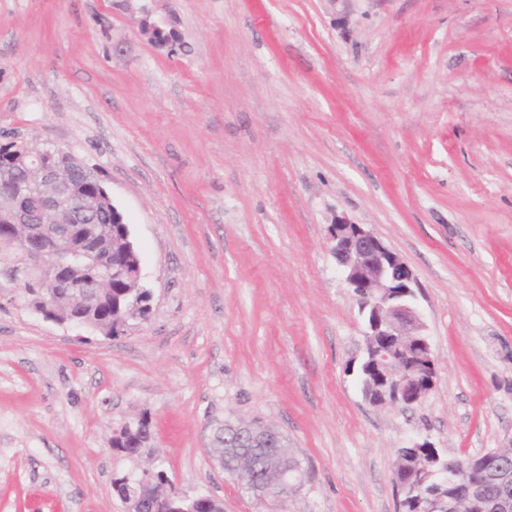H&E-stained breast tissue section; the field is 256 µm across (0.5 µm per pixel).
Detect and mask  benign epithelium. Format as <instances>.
<instances>
[{"label":"benign epithelium","mask_w":512,"mask_h":512,"mask_svg":"<svg viewBox=\"0 0 512 512\" xmlns=\"http://www.w3.org/2000/svg\"><path fill=\"white\" fill-rule=\"evenodd\" d=\"M77 159L73 154L50 151L43 152V160L29 171V175L41 191V211L35 217L23 208L11 209L7 223L23 233L18 245L23 265L13 269H0L3 284L31 283L35 279L53 278L61 271L82 266L93 274L92 287L99 288L107 274L95 270V248L88 244L83 248H72L68 244L67 232L57 230L52 234L42 233L33 240L27 229L29 224H44L49 216L66 209L68 221L90 223L94 214L105 204L112 205V213L124 220L123 213L112 204V197L106 188L91 197L75 202V186L72 172ZM329 241L331 251L344 282L359 299L361 313L367 325V338H379V345L373 347V359L377 365L388 366V354L380 343L388 337H413L414 353L421 359L434 362V354L428 337L424 334V323L417 305L418 281L410 266L398 254L391 251L370 230L359 224H352L342 218L330 225ZM58 294L51 293L39 301L33 311L45 320L74 328H87L89 322L81 313L59 316L55 313ZM422 374L415 372L404 376L393 391L394 404L412 406L420 401L417 383ZM253 448L265 450L264 461L278 472L288 470L291 453L280 447L276 434L255 433L249 438ZM150 459L145 464H136L128 478L156 483L151 512H193L196 498L184 496L176 490L174 481L167 474L155 480ZM428 475L436 476L448 486V493L436 498L434 512H461L463 503L477 507L480 493L485 484L498 475L501 469L500 453L496 450L467 458H445L433 453L424 460ZM253 491L262 500L282 502L288 498V482L281 481L270 486L257 478L250 481Z\"/></svg>","instance_id":"1"}]
</instances>
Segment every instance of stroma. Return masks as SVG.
I'll return each mask as SVG.
<instances>
[{
  "instance_id": "obj_1",
  "label": "stroma",
  "mask_w": 512,
  "mask_h": 512,
  "mask_svg": "<svg viewBox=\"0 0 512 512\" xmlns=\"http://www.w3.org/2000/svg\"><path fill=\"white\" fill-rule=\"evenodd\" d=\"M14 131L99 173L153 299L104 337L0 297V512H124L111 440L140 416L178 491L224 512H271L211 455L227 421L295 449L285 512H399L398 449L512 447V0H0ZM340 217L418 279L414 408L362 395ZM141 32L146 36L147 40L158 48H167L170 51L174 49L176 44H179V36L170 31V27L160 25V28H153L149 24H140Z\"/></svg>"
}]
</instances>
